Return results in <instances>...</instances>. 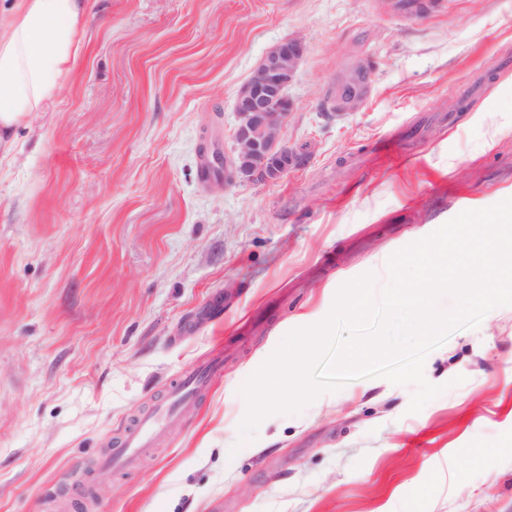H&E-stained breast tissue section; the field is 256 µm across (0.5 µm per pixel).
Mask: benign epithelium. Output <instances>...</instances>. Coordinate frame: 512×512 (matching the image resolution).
<instances>
[{
  "mask_svg": "<svg viewBox=\"0 0 512 512\" xmlns=\"http://www.w3.org/2000/svg\"><path fill=\"white\" fill-rule=\"evenodd\" d=\"M394 8L423 15L435 0H391ZM304 44L288 38L276 44L263 57L237 92L235 112V151L224 158V186L243 178L262 176L276 181L288 171L304 166L310 153L282 145L284 121L293 110L288 85L305 56ZM366 78L362 70L352 71L336 88V109L352 111L364 100Z\"/></svg>",
  "mask_w": 512,
  "mask_h": 512,
  "instance_id": "1",
  "label": "benign epithelium"
}]
</instances>
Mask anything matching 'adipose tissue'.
I'll return each instance as SVG.
<instances>
[{
    "label": "adipose tissue",
    "instance_id": "obj_1",
    "mask_svg": "<svg viewBox=\"0 0 512 512\" xmlns=\"http://www.w3.org/2000/svg\"><path fill=\"white\" fill-rule=\"evenodd\" d=\"M87 10V0H21L0 28V153L69 74Z\"/></svg>",
    "mask_w": 512,
    "mask_h": 512
}]
</instances>
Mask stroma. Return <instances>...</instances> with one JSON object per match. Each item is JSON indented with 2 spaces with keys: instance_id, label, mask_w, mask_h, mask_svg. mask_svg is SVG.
<instances>
[{
  "instance_id": "35a3bbf8",
  "label": "stroma",
  "mask_w": 512,
  "mask_h": 512,
  "mask_svg": "<svg viewBox=\"0 0 512 512\" xmlns=\"http://www.w3.org/2000/svg\"><path fill=\"white\" fill-rule=\"evenodd\" d=\"M286 38L307 165L202 180ZM83 42L0 160V512H512V305L427 353L418 413L415 386L355 379L239 432L241 387L345 283L382 294L393 254L512 199V0H88ZM218 351L194 413L101 466ZM363 70H353L336 88V109L352 111L357 109L364 100L366 77Z\"/></svg>"
}]
</instances>
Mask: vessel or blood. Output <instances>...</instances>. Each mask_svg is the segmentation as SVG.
Instances as JSON below:
<instances>
[{
	"label": "vessel or blood",
	"instance_id": "b4317fda",
	"mask_svg": "<svg viewBox=\"0 0 512 512\" xmlns=\"http://www.w3.org/2000/svg\"><path fill=\"white\" fill-rule=\"evenodd\" d=\"M221 372L222 360L218 357L208 364L186 368L165 398L152 411L139 416L123 440L104 456V463L116 469L132 466L163 438L167 426L193 401L196 393Z\"/></svg>",
	"mask_w": 512,
	"mask_h": 512
}]
</instances>
